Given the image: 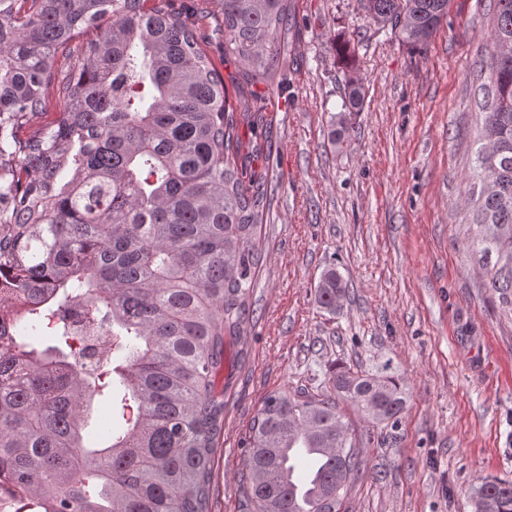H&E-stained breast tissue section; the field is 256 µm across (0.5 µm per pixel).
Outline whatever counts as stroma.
I'll return each mask as SVG.
<instances>
[{"label":"stroma","instance_id":"35a3bbf8","mask_svg":"<svg viewBox=\"0 0 512 512\" xmlns=\"http://www.w3.org/2000/svg\"><path fill=\"white\" fill-rule=\"evenodd\" d=\"M493 13V0H449L413 48L358 0H294L288 87L254 132L273 200L248 359L224 395L212 512H242L263 399L328 390L339 367L406 392L396 427L358 428L365 471L341 512H473L482 481H512V307L488 286L497 254L466 204ZM349 72L365 90L358 112L344 108ZM331 267L350 288L333 315L315 299Z\"/></svg>","mask_w":512,"mask_h":512}]
</instances>
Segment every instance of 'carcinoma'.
I'll return each mask as SVG.
<instances>
[{
  "label": "carcinoma",
  "mask_w": 512,
  "mask_h": 512,
  "mask_svg": "<svg viewBox=\"0 0 512 512\" xmlns=\"http://www.w3.org/2000/svg\"><path fill=\"white\" fill-rule=\"evenodd\" d=\"M399 41H428L448 0H359ZM292 0H0V290L19 318L0 323V512H212L224 394L247 358L268 180L242 139L263 113L201 47L219 30L251 85L281 88L275 50ZM95 29L82 48L75 32ZM492 79L480 85L482 142L471 223L494 227L491 288L512 294V0H496ZM345 107L364 87L348 76ZM63 111L21 136L48 96ZM348 292L336 268L316 288L334 313ZM49 344H40L41 337ZM224 387H218L222 370ZM125 394V427L88 448L93 403ZM329 391L267 395L249 426L240 493L248 512H300L290 448H319L307 512H341L364 460L338 410L398 422L392 377L338 368ZM475 512H512V482L485 480Z\"/></svg>",
  "instance_id": "carcinoma-1"
}]
</instances>
